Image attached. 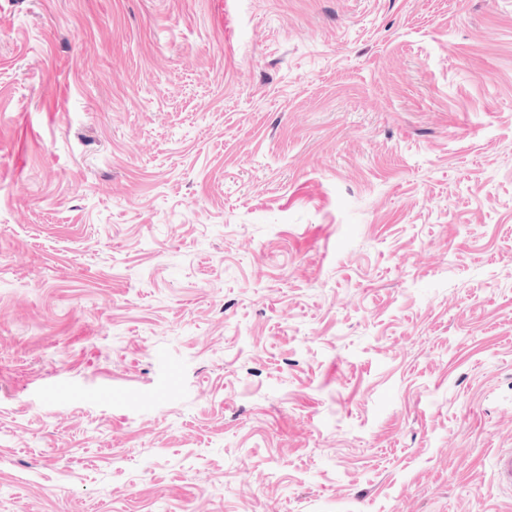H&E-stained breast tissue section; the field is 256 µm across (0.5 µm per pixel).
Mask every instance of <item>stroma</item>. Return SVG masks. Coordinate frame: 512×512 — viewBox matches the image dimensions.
Masks as SVG:
<instances>
[{
  "label": "stroma",
  "mask_w": 512,
  "mask_h": 512,
  "mask_svg": "<svg viewBox=\"0 0 512 512\" xmlns=\"http://www.w3.org/2000/svg\"><path fill=\"white\" fill-rule=\"evenodd\" d=\"M512 0H0V512H512Z\"/></svg>",
  "instance_id": "1"
}]
</instances>
